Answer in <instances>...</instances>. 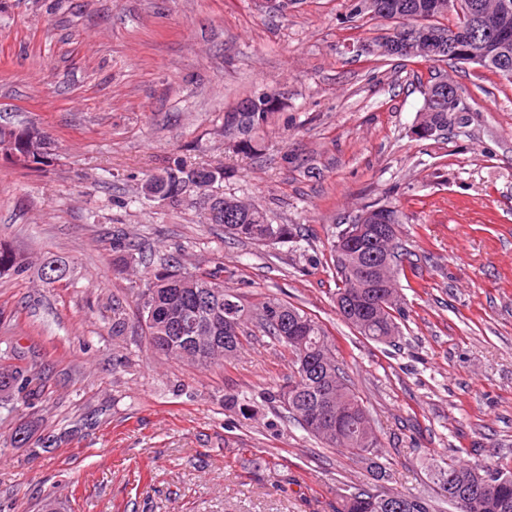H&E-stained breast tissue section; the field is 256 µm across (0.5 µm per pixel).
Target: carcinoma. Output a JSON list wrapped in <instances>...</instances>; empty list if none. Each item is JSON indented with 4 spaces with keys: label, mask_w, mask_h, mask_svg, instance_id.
I'll return each mask as SVG.
<instances>
[{
    "label": "carcinoma",
    "mask_w": 512,
    "mask_h": 512,
    "mask_svg": "<svg viewBox=\"0 0 512 512\" xmlns=\"http://www.w3.org/2000/svg\"><path fill=\"white\" fill-rule=\"evenodd\" d=\"M387 12L375 16L385 21L394 16L403 26H416L429 12L441 15L448 12V0H383ZM482 51L480 66L503 75L502 60L512 61V36L507 43L496 42L481 33L477 36ZM372 55L413 59L405 45L371 40ZM424 102L417 122H427L440 136L448 131L452 119L448 117V91L439 89L436 82L424 84ZM248 101L232 112L224 113V133L236 139L243 153L261 151L260 133L276 113L269 107L252 112ZM46 140L35 126L9 129L0 125V150L13 155L28 156ZM224 181V169L193 165L182 156L170 159L159 174L147 176L144 184L166 199L170 206L184 202L186 189L194 187L201 199L207 223L219 224L224 233L257 245H269L291 235L286 224H272L259 206L224 197V208L233 210L232 218L206 200L213 187ZM357 224H347L332 234L330 260L338 279L336 295L341 300L350 296L357 299L366 288L358 281L352 268L338 258L348 245L346 235ZM375 261L379 266L374 290L394 299L377 310L341 313V317L365 339L377 344L391 345L401 335L403 316L401 295L393 288L395 275L404 270L399 238L378 241L374 245ZM26 271L24 259L0 243V275H21ZM148 344L153 350L178 360H187L200 369H208L236 356L243 346L244 324L255 323L262 332L288 348L291 354L287 390H279L274 400L281 404L288 417L308 434L330 448H341L365 460L381 455L382 444L373 430L371 419L362 399L350 388L345 372L336 360V343L320 322L300 308L277 296H269L251 308L241 297L224 287V280L216 272H189L179 262L170 259L147 272L145 287L133 293ZM182 309L207 327L200 339L206 348L196 350L184 343L172 326V314ZM311 358L319 370H302L303 358ZM42 371L35 361H24L12 350L0 354V408L10 410L18 401L43 392ZM329 406L331 416L339 415L344 428L330 435L318 425L309 423V410L314 405ZM431 478L439 490L453 504L457 512H512V466L487 462L467 464L452 458H442L431 465ZM340 508L336 512H434L431 501L420 495L400 492L387 493L372 488L346 487L337 491Z\"/></svg>",
    "instance_id": "obj_1"
}]
</instances>
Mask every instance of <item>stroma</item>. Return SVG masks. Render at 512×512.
Listing matches in <instances>:
<instances>
[{
  "label": "stroma",
  "mask_w": 512,
  "mask_h": 512,
  "mask_svg": "<svg viewBox=\"0 0 512 512\" xmlns=\"http://www.w3.org/2000/svg\"><path fill=\"white\" fill-rule=\"evenodd\" d=\"M356 2L0 0V124L38 126L54 154L42 169L0 160V241L28 263L0 277V349L35 352L46 374L39 399L0 410V512H336L345 484L433 496V460L512 462V83L474 63L366 55L389 24ZM433 75L466 117L421 140L419 82ZM262 92L281 108L244 155L224 113ZM175 154L223 167L220 192L291 238L238 241L197 206L139 201ZM374 204L401 212L414 261L396 349L334 301L332 231ZM118 232L135 258L120 273ZM169 256L323 323L388 481L286 418L272 397L289 354L261 332L208 371L149 349L132 291ZM48 264L62 282H42ZM229 393L258 416L225 409ZM23 424L32 444L12 447Z\"/></svg>",
  "instance_id": "stroma-1"
}]
</instances>
